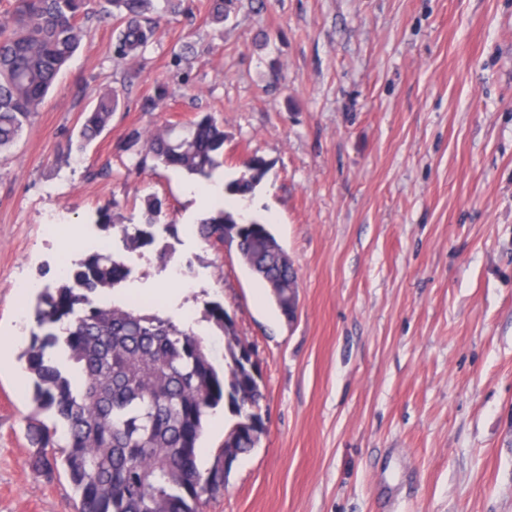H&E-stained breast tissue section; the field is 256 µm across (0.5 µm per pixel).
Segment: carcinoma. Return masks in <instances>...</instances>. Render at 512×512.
Listing matches in <instances>:
<instances>
[{"label":"carcinoma","mask_w":512,"mask_h":512,"mask_svg":"<svg viewBox=\"0 0 512 512\" xmlns=\"http://www.w3.org/2000/svg\"><path fill=\"white\" fill-rule=\"evenodd\" d=\"M177 0H14L0 20V153L9 150L45 101L64 65L87 32L83 19L119 23L115 55L120 61L145 55L155 42L154 20L175 9ZM236 0H212L210 21L222 24ZM117 106L112 93L87 113L81 139L91 141L110 124ZM150 134L133 130L127 149L132 164L147 158L190 176L209 180L224 153V124L204 114L182 126ZM267 161L245 162V172L224 184L230 196L251 193ZM128 248L153 244L151 232L118 226ZM207 242L236 243L242 262L264 284L282 315H295L298 281L292 262L269 223L249 221L221 208L199 225ZM129 270L108 250L86 255L40 289L33 308L35 330L21 358L31 376L33 401L48 411L52 425L38 430L34 470L49 475L61 464L77 494L75 512H201L203 497L224 491V448L213 464H197L204 421L224 405L235 417L227 435L232 453L255 448L265 433L261 413L247 417L241 404L260 406L263 393L240 351L249 344L236 334L219 302L204 318L224 339L218 368L193 327L143 311L131 294L122 305L99 306L89 294L115 289Z\"/></svg>","instance_id":"carcinoma-1"}]
</instances>
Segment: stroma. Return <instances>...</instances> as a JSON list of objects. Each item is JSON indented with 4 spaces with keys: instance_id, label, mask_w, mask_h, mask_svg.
I'll return each instance as SVG.
<instances>
[{
    "instance_id": "35a3bbf8",
    "label": "stroma",
    "mask_w": 512,
    "mask_h": 512,
    "mask_svg": "<svg viewBox=\"0 0 512 512\" xmlns=\"http://www.w3.org/2000/svg\"><path fill=\"white\" fill-rule=\"evenodd\" d=\"M209 10L182 0L127 64L116 22L86 20L0 154V512L74 510L65 470L32 468L28 430L52 417L11 338L22 286L104 241L130 275L92 302L167 289L220 364L203 318L217 300L256 352L267 431L203 512H512V0H241L222 25ZM108 89L110 124L81 143ZM206 113L226 134L216 177L268 163L248 203L298 272L294 319L235 244L199 237L212 211L192 176L132 165V130ZM150 197L155 241L126 250L98 214L141 224Z\"/></svg>"
}]
</instances>
